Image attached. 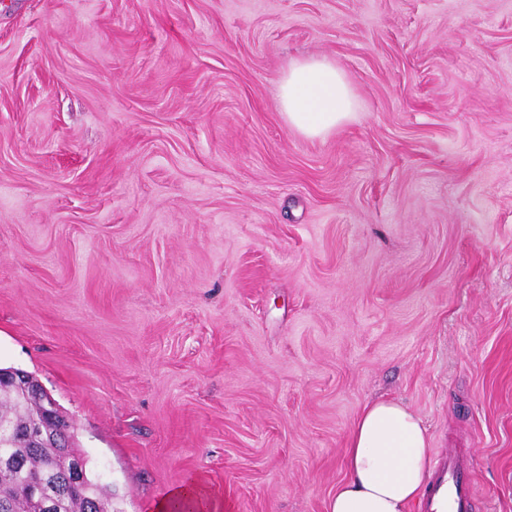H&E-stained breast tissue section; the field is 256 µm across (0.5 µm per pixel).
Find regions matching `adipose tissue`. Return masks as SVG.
Returning <instances> with one entry per match:
<instances>
[{
    "label": "adipose tissue",
    "instance_id": "ef3b65f1",
    "mask_svg": "<svg viewBox=\"0 0 512 512\" xmlns=\"http://www.w3.org/2000/svg\"><path fill=\"white\" fill-rule=\"evenodd\" d=\"M281 115L309 138L330 134L353 120L356 94L344 72L325 58L296 60L279 82ZM431 467V447L421 418L392 399L367 403L358 415L345 448L348 478L330 499L329 512H409L421 495ZM224 493L204 476L171 491L151 512H212Z\"/></svg>",
    "mask_w": 512,
    "mask_h": 512
}]
</instances>
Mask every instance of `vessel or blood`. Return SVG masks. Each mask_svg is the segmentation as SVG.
Here are the masks:
<instances>
[{"label": "vessel or blood", "mask_w": 512, "mask_h": 512, "mask_svg": "<svg viewBox=\"0 0 512 512\" xmlns=\"http://www.w3.org/2000/svg\"><path fill=\"white\" fill-rule=\"evenodd\" d=\"M467 456L448 449L436 459L420 512H473L475 489Z\"/></svg>", "instance_id": "obj_1"}]
</instances>
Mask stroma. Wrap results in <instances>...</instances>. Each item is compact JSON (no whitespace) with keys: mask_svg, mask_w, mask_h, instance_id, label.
Segmentation results:
<instances>
[{"mask_svg":"<svg viewBox=\"0 0 512 512\" xmlns=\"http://www.w3.org/2000/svg\"><path fill=\"white\" fill-rule=\"evenodd\" d=\"M0 367L117 512H327L380 398L512 512V0H0ZM281 115L308 138H319L353 120L356 94L344 72L326 58L296 60L279 82ZM190 504V512H206L216 509L217 504L222 510H227L224 493L213 487L203 475H198L187 484L171 491L163 500L151 506L152 512H172L173 506Z\"/></svg>","mask_w":512,"mask_h":512,"instance_id":"obj_1","label":"stroma"}]
</instances>
